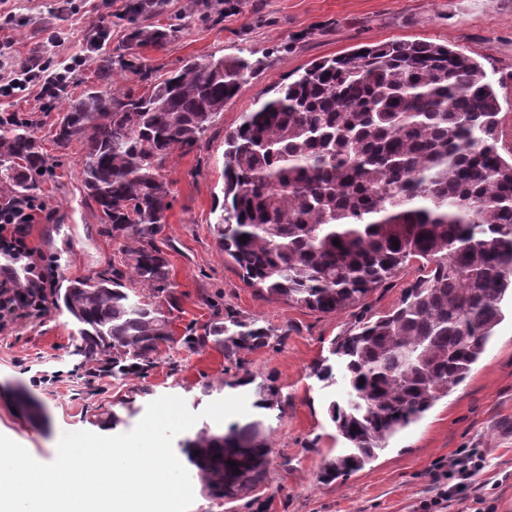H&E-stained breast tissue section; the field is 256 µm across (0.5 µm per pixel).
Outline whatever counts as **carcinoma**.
Segmentation results:
<instances>
[{
    "instance_id": "carcinoma-1",
    "label": "carcinoma",
    "mask_w": 512,
    "mask_h": 512,
    "mask_svg": "<svg viewBox=\"0 0 512 512\" xmlns=\"http://www.w3.org/2000/svg\"><path fill=\"white\" fill-rule=\"evenodd\" d=\"M163 6L131 0L127 49L176 36V28L148 24ZM252 70L243 57L211 56L187 61L140 95L119 94L109 54L97 61V85L65 102L53 143L82 145L84 187L100 223L123 239V265L133 274L114 269L55 290L78 326L88 374L145 377L164 346L214 347L233 361L274 339L256 320L217 306L203 332L189 325L176 336L170 314L180 297L156 245L169 208L167 162L200 146ZM499 113L498 94L473 58L395 41L311 65L225 139L224 215L214 237L260 297L342 313L364 307L408 265L424 271L392 310L359 319L332 343L356 399L329 406L347 448L324 464L326 482L363 469L459 386L504 319L503 302L512 301V152L500 151ZM49 170L27 120L0 123L1 184L23 197ZM137 286L148 294L135 300ZM313 374L327 385L336 378L326 359ZM179 448L211 499L243 498L267 477L271 449L255 425L202 430Z\"/></svg>"
}]
</instances>
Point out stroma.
Here are the masks:
<instances>
[{"label": "stroma", "instance_id": "obj_1", "mask_svg": "<svg viewBox=\"0 0 512 512\" xmlns=\"http://www.w3.org/2000/svg\"><path fill=\"white\" fill-rule=\"evenodd\" d=\"M16 25L10 29L13 53L23 59L55 36L53 60L82 53L98 29L109 37L104 52L124 51L129 0H14ZM159 28L179 33L160 47H143L157 77L187 60L240 55L259 64L247 75L199 149L177 153L165 176L170 206L158 238L171 264L181 299L172 326L203 325L212 304L257 320L277 336L272 346L243 352L228 363L221 352L205 348L162 350L148 379L88 377L79 370L77 326L71 317L49 308L39 319L19 320L0 332V434L22 445L38 462L55 458L62 434L88 431L109 436L131 431L151 400L173 395L198 413L196 430L222 433L230 424L261 425L272 453L267 478L248 497L215 501L195 493L189 512H475L487 498L496 512H512V315H506L471 373L438 401L418 424L398 435L365 469L333 482L319 474L340 453L328 407L345 403L347 384L336 377L326 386L310 368L328 356L335 337L357 315H381L394 307L420 270L410 265L367 301L360 313L327 314L282 300L263 299L246 285L237 266L218 248L212 230L224 202V137L242 122L264 93L297 79L313 62L388 41L445 44L482 64L500 102V145L512 151V0H247L244 8L223 10L217 0H166L152 18ZM58 104L28 94L1 98L0 114L29 120L52 162V171L32 195L43 206L31 228L34 247L57 262L59 279L79 280L120 267V243L100 223L86 195L79 169L83 148L56 150L52 136ZM57 372L43 382L47 372ZM149 394H140L142 385ZM277 387L281 404L258 407L261 393ZM41 409L32 418L18 411L19 395ZM246 396L247 415L233 423H215L201 415L211 402ZM131 401L124 424L105 419ZM481 450L486 466L451 504L439 503L450 458Z\"/></svg>", "mask_w": 512, "mask_h": 512}]
</instances>
